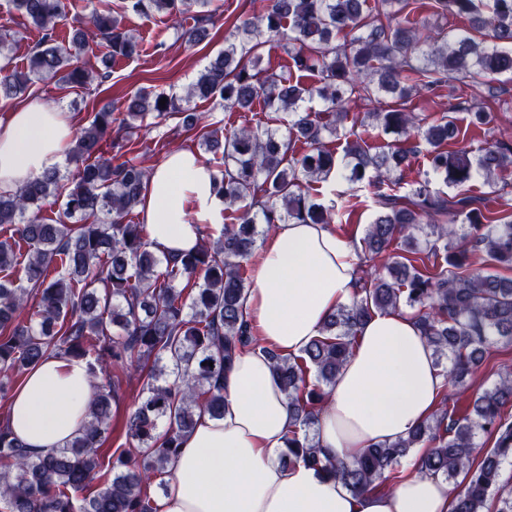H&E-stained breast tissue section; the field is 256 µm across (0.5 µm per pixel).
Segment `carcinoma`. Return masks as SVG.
<instances>
[{
	"instance_id": "obj_1",
	"label": "carcinoma",
	"mask_w": 512,
	"mask_h": 512,
	"mask_svg": "<svg viewBox=\"0 0 512 512\" xmlns=\"http://www.w3.org/2000/svg\"><path fill=\"white\" fill-rule=\"evenodd\" d=\"M41 33L25 71L0 64V100L26 94L37 81L88 89L109 77L81 65L79 54L104 41L110 57L131 58L140 44L111 10L94 9L75 28L69 47L57 41L56 24L69 0H9ZM416 0H266L262 10L234 25L224 51L182 97L141 87L121 110L103 107L75 132L70 156L76 171H47L12 194H0V376L7 382L54 354L87 361L96 380L89 420L64 447L32 458L0 423V504L5 512H155L149 487L161 476L196 416L224 415V369L252 342L243 298L246 268L258 241L278 224H334L351 200L319 202L317 185L334 181L349 191L376 188L374 217L362 239L361 287L325 320L321 336L298 356L271 354L272 373L288 398L293 418L280 459L299 460L361 492L401 478L398 466L412 449H425L418 470L447 480L463 477L454 512H485L496 497L497 512H512V489L502 483L512 466V372L475 394L463 413L448 403L407 437L366 449L352 462L322 459L315 444L319 410L353 352L357 331L374 313L414 311L450 384L457 386L480 365L489 348L512 344V278L468 267L469 253L512 270V217L497 216L489 197L469 193L477 176L497 192L499 173L512 166V144H485L448 151L461 128L453 113L463 98L433 115L414 100L438 97L444 85L512 72V0H434V15L464 18L470 27L453 35L434 30L428 16L413 14ZM133 13L165 14L175 23L191 15L182 32L194 45L211 21V0H125ZM271 43L288 55L290 75H267L262 50ZM165 105H159L161 99ZM366 100V113L386 134L403 140L376 151L349 139V104ZM251 112L270 111L268 125L219 129L201 124L195 101ZM318 101L319 109L310 107ZM472 123L491 126L495 110L472 103ZM153 116L181 119L197 131L205 151L221 154L216 191L231 210L220 236L208 226L201 246L178 259L151 249L147 225L127 216L139 206L148 170L126 157L127 144L112 129L129 134ZM428 146L429 172L454 193L431 188L428 178L405 182L401 173L421 144ZM63 199L58 218L46 222L49 198ZM398 251L377 269L372 261L393 244ZM31 311L28 321L23 311ZM131 364L143 380L144 397L127 422L128 445L107 461L113 405L121 379L105 374L109 364ZM494 438L481 459V436Z\"/></svg>"
}]
</instances>
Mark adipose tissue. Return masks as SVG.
I'll use <instances>...</instances> for the list:
<instances>
[{
  "instance_id": "obj_1",
  "label": "adipose tissue",
  "mask_w": 512,
  "mask_h": 512,
  "mask_svg": "<svg viewBox=\"0 0 512 512\" xmlns=\"http://www.w3.org/2000/svg\"><path fill=\"white\" fill-rule=\"evenodd\" d=\"M75 128L72 113L40 104L0 117V193L61 167ZM215 176L188 150L151 170L139 212L153 249L179 256L200 245V227L221 223ZM358 263L355 243L327 225H277L259 249L244 302L256 342L224 372L223 417L200 415L182 437L157 512H451L456 492L439 476L414 469L396 484L355 493L303 462L280 461L292 413L269 353L297 355L320 336L325 318L355 296ZM443 389L412 314H374L318 414L322 456L349 462L407 436L437 409ZM95 391L85 360H44L8 403L13 435L33 457L64 447L82 429Z\"/></svg>"
}]
</instances>
